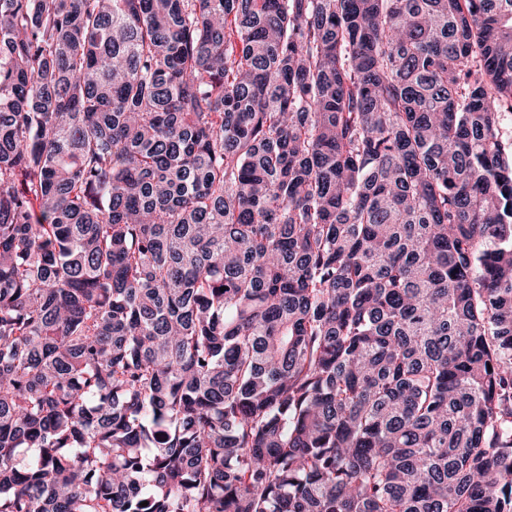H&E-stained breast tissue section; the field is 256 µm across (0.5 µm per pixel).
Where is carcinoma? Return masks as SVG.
<instances>
[{"label":"carcinoma","mask_w":512,"mask_h":512,"mask_svg":"<svg viewBox=\"0 0 512 512\" xmlns=\"http://www.w3.org/2000/svg\"><path fill=\"white\" fill-rule=\"evenodd\" d=\"M505 112L512 0H0V512H512Z\"/></svg>","instance_id":"1"}]
</instances>
